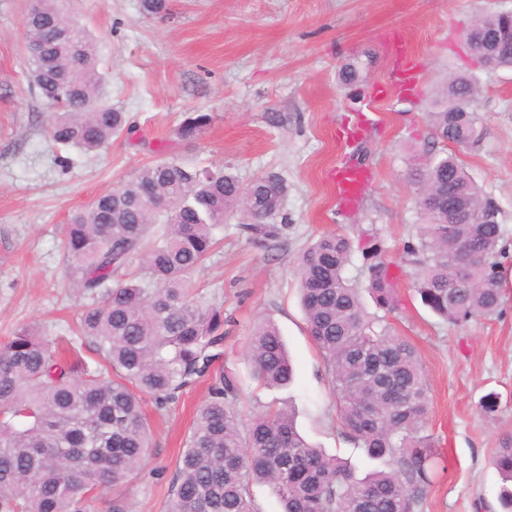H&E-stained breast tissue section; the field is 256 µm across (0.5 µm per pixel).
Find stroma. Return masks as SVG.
<instances>
[{
    "instance_id": "35a3bbf8",
    "label": "stroma",
    "mask_w": 512,
    "mask_h": 512,
    "mask_svg": "<svg viewBox=\"0 0 512 512\" xmlns=\"http://www.w3.org/2000/svg\"><path fill=\"white\" fill-rule=\"evenodd\" d=\"M66 12L94 38L104 82L99 101L121 108L131 133L94 154L71 151L69 168L45 126L51 111L27 69V0H0V343L22 326L68 335L85 298L73 287L63 250L70 214L117 187L139 167L175 156L192 166L224 165L242 183L268 172L287 186L278 241L251 239L228 219L224 242L192 277L224 307V365L250 370L251 330L279 328L294 363L281 390L245 386L243 417L289 403L300 432L329 455L372 464L346 441L321 356L300 303L296 260L329 231L384 239L397 273L399 311L392 331L421 354L430 388L426 432L439 470L422 512H496L499 476L490 460L512 436V70H479L472 109L482 139L442 142L427 122L449 72L471 67L463 41L485 13L512 11V0H166L159 15L142 0H65ZM354 64L359 78L344 83ZM193 112L210 125L193 140L177 129ZM455 153L490 192L506 250L503 312L460 326L442 322L412 288L404 247L421 222L407 180L425 150ZM364 160L358 201L341 205L336 172ZM498 396L494 413L481 403ZM206 383L165 409L146 403L153 444L129 492L133 512H164L169 482Z\"/></svg>"
}]
</instances>
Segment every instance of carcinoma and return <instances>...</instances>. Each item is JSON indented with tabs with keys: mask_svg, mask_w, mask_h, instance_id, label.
I'll return each instance as SVG.
<instances>
[{
	"mask_svg": "<svg viewBox=\"0 0 512 512\" xmlns=\"http://www.w3.org/2000/svg\"><path fill=\"white\" fill-rule=\"evenodd\" d=\"M476 25L488 36L512 27V13L484 15ZM26 27L33 44L48 31L64 34L44 45L42 56L28 58L35 87L54 109L46 127L54 145L91 154L131 131L126 113L97 107L96 44L57 0H41ZM477 92L473 73L449 78L439 110L428 113L437 137L456 145L479 140L482 127L470 108ZM211 120L194 113L177 133L194 139ZM409 181L424 204L419 233L405 245L421 304L455 326L500 314L505 252L493 198L452 153H429L411 168ZM450 183L463 210L454 224L444 193ZM285 192L274 173L254 179L245 192L222 166L191 167L172 158L144 165L71 216L64 251L75 287L91 303L65 355L55 339L31 327L0 346V512H95L104 490L115 492L108 512H131L120 489L150 448L142 396L163 408L202 380L208 394L165 512H257L254 483L271 489L281 512H419L436 470L434 444L424 434L429 388L418 349L386 323L399 299L377 233L356 240L319 236L298 259V279L342 434L378 467L357 477L348 460L326 455L298 432L289 408L248 421L239 412L242 377L222 364L223 305L195 294L190 275L232 215H242L240 228L251 236L279 238L270 207ZM357 253L362 283L345 276ZM464 253L468 261L458 262ZM248 356L259 385L292 383L285 343L272 323L254 328ZM493 464L502 481L500 506L512 512V436L494 450Z\"/></svg>",
	"mask_w": 512,
	"mask_h": 512,
	"instance_id": "obj_1",
	"label": "carcinoma"
}]
</instances>
